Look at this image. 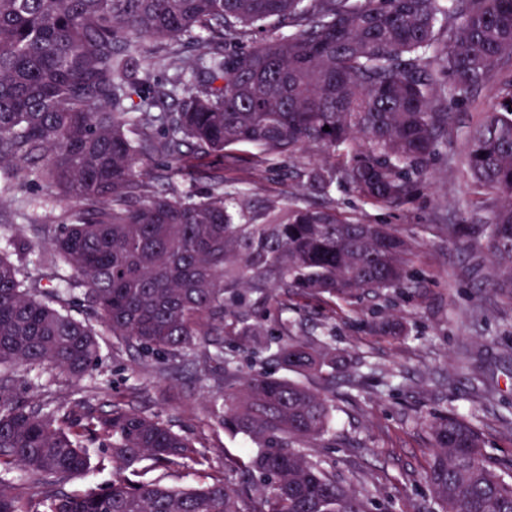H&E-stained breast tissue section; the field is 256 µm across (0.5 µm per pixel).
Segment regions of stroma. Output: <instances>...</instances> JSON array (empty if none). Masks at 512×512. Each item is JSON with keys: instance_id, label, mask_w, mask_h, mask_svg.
I'll return each instance as SVG.
<instances>
[{"instance_id": "1", "label": "stroma", "mask_w": 512, "mask_h": 512, "mask_svg": "<svg viewBox=\"0 0 512 512\" xmlns=\"http://www.w3.org/2000/svg\"><path fill=\"white\" fill-rule=\"evenodd\" d=\"M253 149L237 150L235 162L210 156L199 160L190 178L173 176L181 195L199 197L213 178L242 180L248 200L259 205L269 195L288 191L298 159H283L277 171L253 168ZM465 146L451 135L413 200L394 207L364 205L344 182L332 196L339 212L388 224L415 243L407 287L393 288L328 309L289 296L292 335L330 347L336 354L335 426L307 448L327 460L337 475L371 498L376 512H436L425 483L431 439L427 419L455 412L474 415L488 453L512 460V298L488 284L489 256L479 243L449 237L447 225L460 221L476 204L465 178ZM12 206L0 209V252L11 256L24 276L36 275L46 248L44 229L61 223L68 207L42 182L14 189ZM395 317L402 333L385 336L375 322ZM102 363L76 380L57 369L14 372L19 395L52 405L81 400L100 413L120 405L159 418L209 450L210 467L160 468L137 465L139 478L177 487H196L213 470L227 469L239 480L249 441L212 428L215 389L200 379L195 365L159 375V361H143L134 349L116 348L110 335L101 341ZM497 381L492 401H482L477 378ZM89 472L72 476L64 489L82 493L112 479V458L98 442L87 444Z\"/></svg>"}]
</instances>
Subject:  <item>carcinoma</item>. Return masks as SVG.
Instances as JSON below:
<instances>
[{
	"label": "carcinoma",
	"instance_id": "obj_1",
	"mask_svg": "<svg viewBox=\"0 0 512 512\" xmlns=\"http://www.w3.org/2000/svg\"><path fill=\"white\" fill-rule=\"evenodd\" d=\"M281 26L288 35L254 41ZM148 41L162 44L167 85L141 68ZM199 71L203 83L170 106L181 77ZM490 83L494 103L464 125L465 171L474 194L496 203L446 229L483 240L491 288L512 296V0H0V172L16 184L42 178L71 204L66 223L45 229L47 284L0 252V369L96 370L98 333L72 314L81 302L115 343L167 371L188 362L208 319L312 377L244 375L220 344L193 359L205 377L221 369L215 425L258 446L245 485L215 475L194 489L125 475L145 459L210 465L159 418L52 407L1 377L0 512H25L15 468L44 512H372L334 466L298 452L332 430L336 356L284 339L279 296L347 302L410 280L413 242L338 212L332 187L346 180L372 208L409 202L455 128L448 101L471 102ZM243 145L268 170L319 151L294 180L321 202L270 196L256 209L222 176L198 200L158 189L193 168L188 150L231 157ZM156 159L167 173L148 170ZM252 301L277 334L243 325ZM428 427L425 481L438 512H512V481L478 425L449 413ZM86 439L115 471L70 494L62 485L90 468Z\"/></svg>",
	"mask_w": 512,
	"mask_h": 512
}]
</instances>
